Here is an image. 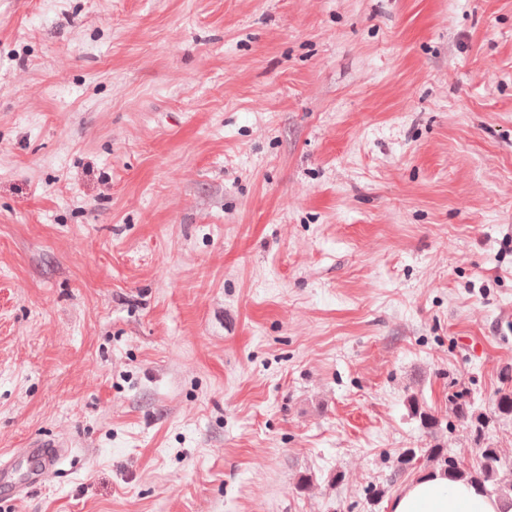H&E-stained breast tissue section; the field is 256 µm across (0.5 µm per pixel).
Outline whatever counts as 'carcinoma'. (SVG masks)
Wrapping results in <instances>:
<instances>
[{"label": "carcinoma", "instance_id": "obj_1", "mask_svg": "<svg viewBox=\"0 0 512 512\" xmlns=\"http://www.w3.org/2000/svg\"><path fill=\"white\" fill-rule=\"evenodd\" d=\"M452 402L455 406V414L467 423L477 442L483 440L485 429L488 428L492 418L512 417L511 388L501 391L489 414L475 412L461 392L454 395ZM428 458L443 463L441 470L448 474V478L473 484L483 493L508 503L509 508L512 509V485L502 486L497 482V474L504 464L498 449L488 445L483 446L479 449L477 464L468 468L460 467L457 461L448 455V450L445 448L430 449Z\"/></svg>", "mask_w": 512, "mask_h": 512}]
</instances>
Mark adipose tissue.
Masks as SVG:
<instances>
[{
    "label": "adipose tissue",
    "instance_id": "ef3b65f1",
    "mask_svg": "<svg viewBox=\"0 0 512 512\" xmlns=\"http://www.w3.org/2000/svg\"><path fill=\"white\" fill-rule=\"evenodd\" d=\"M392 512H505V507L470 484L449 480L435 470L410 483L394 500Z\"/></svg>",
    "mask_w": 512,
    "mask_h": 512
}]
</instances>
